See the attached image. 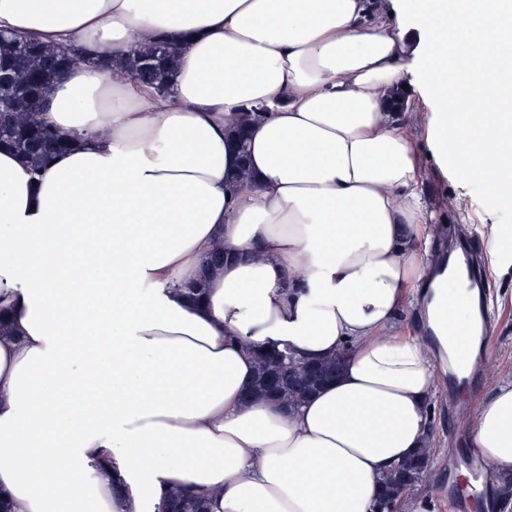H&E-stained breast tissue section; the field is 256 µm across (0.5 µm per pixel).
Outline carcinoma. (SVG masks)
Returning a JSON list of instances; mask_svg holds the SVG:
<instances>
[{"instance_id":"1","label":"carcinoma","mask_w":512,"mask_h":512,"mask_svg":"<svg viewBox=\"0 0 512 512\" xmlns=\"http://www.w3.org/2000/svg\"><path fill=\"white\" fill-rule=\"evenodd\" d=\"M84 61L79 49L71 46L55 50L19 37L0 45V105L14 111H0V145L16 150L36 169L67 147V141L43 126L37 116L48 89L65 72ZM126 73L155 86L171 90L174 77L173 50L163 40L134 50L126 63ZM346 350L314 365L286 351L256 353V370L250 385L253 399L276 400L294 408L309 399L321 386L336 378ZM430 449L419 452L396 466L383 479L373 512H399L408 494L427 477ZM159 512H204L199 501L175 492L163 501Z\"/></svg>"}]
</instances>
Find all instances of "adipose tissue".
<instances>
[{
  "label": "adipose tissue",
  "mask_w": 512,
  "mask_h": 512,
  "mask_svg": "<svg viewBox=\"0 0 512 512\" xmlns=\"http://www.w3.org/2000/svg\"><path fill=\"white\" fill-rule=\"evenodd\" d=\"M505 2L0 0V29L86 57L40 112L75 145L38 175L0 150L11 512H157L177 486L210 512H370L426 442L439 382L393 324L414 302L437 326L457 292L420 248L414 131L512 199ZM159 35L177 46L164 98L118 67ZM405 85L419 97L399 112ZM482 235L491 277L512 283V225ZM219 245L228 261L205 268ZM274 348L347 357L299 408L243 402L255 351ZM471 445L512 474V385L481 405Z\"/></svg>",
  "instance_id": "adipose-tissue-1"
}]
</instances>
